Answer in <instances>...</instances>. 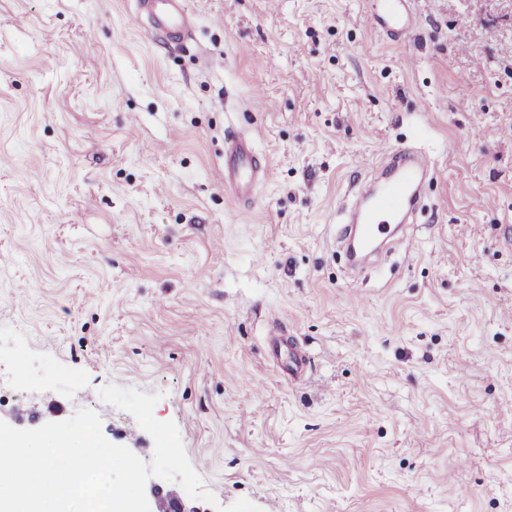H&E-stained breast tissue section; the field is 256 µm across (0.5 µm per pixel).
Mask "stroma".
<instances>
[{
	"mask_svg": "<svg viewBox=\"0 0 512 512\" xmlns=\"http://www.w3.org/2000/svg\"><path fill=\"white\" fill-rule=\"evenodd\" d=\"M372 2L187 0L174 44L135 0H0V421L90 409L148 462L98 394L133 387L223 506L512 512V0H409L396 44ZM405 142L425 213L351 275L338 209ZM266 175L252 140L244 135L229 133L224 148V185L240 200L252 196L256 184Z\"/></svg>",
	"mask_w": 512,
	"mask_h": 512,
	"instance_id": "obj_1",
	"label": "stroma"
}]
</instances>
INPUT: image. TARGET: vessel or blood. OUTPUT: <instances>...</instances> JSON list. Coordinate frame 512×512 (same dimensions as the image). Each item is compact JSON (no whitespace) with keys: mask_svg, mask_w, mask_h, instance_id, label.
Segmentation results:
<instances>
[{"mask_svg":"<svg viewBox=\"0 0 512 512\" xmlns=\"http://www.w3.org/2000/svg\"><path fill=\"white\" fill-rule=\"evenodd\" d=\"M406 0H375L366 16L369 27L395 36L409 23ZM151 27L172 41H185L192 29L186 0H138ZM374 171L373 189H357L346 199L343 223L346 238L369 248L387 237L394 224L411 223L419 204L421 184L435 173L431 159L412 145L382 146ZM266 175L249 137L228 134L224 148V185L240 200L250 199L256 184Z\"/></svg>","mask_w":512,"mask_h":512,"instance_id":"b4317fda","label":"vessel or blood"}]
</instances>
